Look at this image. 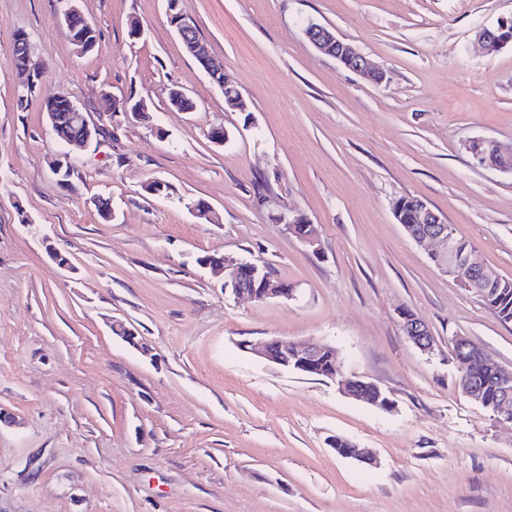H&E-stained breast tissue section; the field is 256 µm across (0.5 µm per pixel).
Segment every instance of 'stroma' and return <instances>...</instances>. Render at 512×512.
I'll use <instances>...</instances> for the list:
<instances>
[{
	"instance_id": "1",
	"label": "stroma",
	"mask_w": 512,
	"mask_h": 512,
	"mask_svg": "<svg viewBox=\"0 0 512 512\" xmlns=\"http://www.w3.org/2000/svg\"><path fill=\"white\" fill-rule=\"evenodd\" d=\"M77 5L97 33L84 55L62 0H0V512H512V424L461 393L453 353L465 336L512 367V323L392 212L424 199L512 279V173L465 149L512 143V46L488 56L476 40L512 0H179L245 113L185 52L167 0ZM311 22L382 82L316 51ZM19 32L37 74L23 101ZM173 86L194 110L170 104ZM62 92L105 132L88 150L67 152L47 125L43 103ZM140 100L142 117L129 110ZM155 179L167 194L145 192ZM198 200L219 223L192 215ZM286 207L316 225L320 252L273 222ZM216 253L265 263L292 294L225 293L197 263ZM404 308L433 352L404 336ZM116 321L150 355L113 335ZM275 338L330 344L339 375L248 349ZM355 377L394 410L345 395ZM336 435L375 464L338 456ZM399 314L402 330L407 339L422 352H432L434 338L428 326L406 308L401 309Z\"/></svg>"
}]
</instances>
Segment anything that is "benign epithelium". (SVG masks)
Masks as SVG:
<instances>
[{
	"mask_svg": "<svg viewBox=\"0 0 512 512\" xmlns=\"http://www.w3.org/2000/svg\"><path fill=\"white\" fill-rule=\"evenodd\" d=\"M75 2L76 0H66L63 20L73 44L84 53L91 50L87 42L91 25L75 6ZM177 6L178 0H168L170 23L181 42L189 48L191 56L206 73L210 74L214 71L219 74L224 73V60L210 55L205 50L195 32L192 20L178 11ZM305 34L317 51L324 54L331 49L336 50V56L342 58L347 68L360 76L365 78L369 73L377 70L365 55L337 37L327 26L313 22L306 28ZM477 40L483 53L490 56L509 45L512 46V18H503L496 25L480 30ZM220 87L224 90L231 108L240 112L248 111V105L235 85L224 79ZM47 102L51 105V109L46 112L48 125L52 133L66 145L84 149L100 136L101 129L90 124L85 113L69 95L58 94L47 99ZM61 110L70 113L71 121L67 122L59 116ZM75 124L81 128V135L78 137L71 131V127ZM476 143L475 153L480 160V166L512 173V166L499 163L503 158L512 157V147L507 148L496 139L489 137L478 138ZM404 205L405 202L398 200L392 204L397 223L404 224L405 231L414 241L427 242L433 246L431 252L433 262L460 287L475 294L481 300L488 298L489 288L496 285L500 276L483 262L475 250L462 246L452 225L445 223L441 215L426 201L420 199L415 203L417 220L415 224L404 223ZM278 220L286 233L298 238L316 253L321 250L319 236L307 215L298 210L286 208L281 211ZM200 266L223 273L224 291L236 298L246 297L263 301L287 297L292 292V288L287 283L276 279L263 263L243 261L223 254H211L201 259ZM400 318L402 330L407 339L419 350L425 353L432 352L434 338L428 326L406 308L401 309ZM117 327L122 332L120 336L122 341L145 355L150 353L148 345L138 338V334L132 327L121 321L113 322L112 328ZM327 352L332 357L336 355V350L327 344L318 341L298 344L288 339H273L255 349V353L268 363L300 374L322 372V357ZM454 354L456 359L466 366L477 360L481 361L499 387V397L494 402H488L484 399L476 379L466 371L459 378V388L462 393L472 401L488 408L495 419L512 423V368H505L489 359L464 336H458L454 340ZM367 386L372 387V390L368 393L361 392V389ZM346 394L383 410L390 411L394 408V401L385 391L359 378L348 381ZM329 445L340 456L365 464L373 461L368 451L347 438L334 436L329 440Z\"/></svg>",
	"mask_w": 512,
	"mask_h": 512,
	"instance_id": "obj_1",
	"label": "benign epithelium"
}]
</instances>
